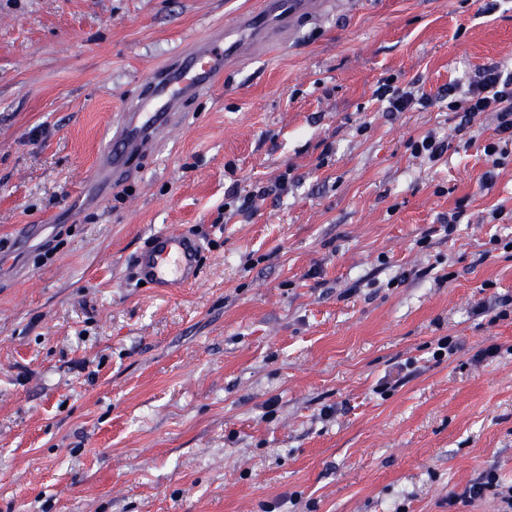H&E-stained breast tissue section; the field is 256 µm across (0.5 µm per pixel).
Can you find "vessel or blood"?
Here are the masks:
<instances>
[{"mask_svg":"<svg viewBox=\"0 0 512 512\" xmlns=\"http://www.w3.org/2000/svg\"><path fill=\"white\" fill-rule=\"evenodd\" d=\"M321 6V0H264L263 18H243L240 29L196 42L172 63L150 72L129 97L100 151L95 175L98 199L132 179L131 159L154 151L160 140L183 123L189 103L212 92L224 76L227 58L241 56L247 44L259 49L279 41L291 30L297 14ZM269 16L278 18V31L269 32L265 22ZM201 251L198 238L163 229L133 257L131 268L150 287L180 289L199 280Z\"/></svg>","mask_w":512,"mask_h":512,"instance_id":"b4317fda","label":"vessel or blood"}]
</instances>
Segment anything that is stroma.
Here are the masks:
<instances>
[{"label": "stroma", "mask_w": 512, "mask_h": 512, "mask_svg": "<svg viewBox=\"0 0 512 512\" xmlns=\"http://www.w3.org/2000/svg\"><path fill=\"white\" fill-rule=\"evenodd\" d=\"M261 3L0 0V512H499L512 155L481 187L496 118L441 94L512 67V0H330L93 195L139 81ZM387 80L433 105L383 112ZM161 229L203 245L175 294L131 275ZM412 154L427 157L432 162L440 161L448 152V141L427 134L421 139L410 142Z\"/></svg>", "instance_id": "35a3bbf8"}]
</instances>
